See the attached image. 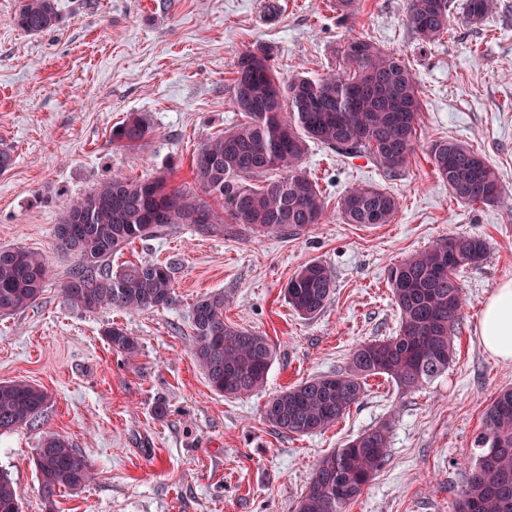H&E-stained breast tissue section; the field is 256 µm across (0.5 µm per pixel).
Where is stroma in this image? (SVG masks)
Returning a JSON list of instances; mask_svg holds the SVG:
<instances>
[{"label":"stroma","mask_w":512,"mask_h":512,"mask_svg":"<svg viewBox=\"0 0 512 512\" xmlns=\"http://www.w3.org/2000/svg\"><path fill=\"white\" fill-rule=\"evenodd\" d=\"M17 5L0 0V149L14 158L0 173V248L42 254L49 276L34 305L0 316V383L23 380L51 396L35 426L0 432V472L21 512H297L317 462L382 425L386 463L345 512H452L482 414L512 386V362L492 358L476 334L491 291L512 280V0H497L478 26L455 8L447 34L430 44L410 28L407 0H356L344 16L331 0H56L59 28L38 35L12 23ZM353 37L403 57L420 81L417 143L397 176L309 144L320 223L288 239L175 228L109 261L114 274L143 261L170 267L172 306L89 311L67 302L61 284L74 260L54 247L63 199L117 173L161 171L172 187L192 185L200 145L240 119L229 93L240 54L261 46L280 79L316 78L338 67ZM133 113L150 122V140L113 148V126ZM446 139L487 157L500 201L464 205L449 194L428 155ZM360 185L395 197L391 223H343L338 202ZM451 234L482 238L487 255L461 274L467 303L448 370L406 393L369 378L360 401L314 435L268 423L264 404L278 391L343 371L356 343L396 335L389 268ZM312 261L328 266L335 291L307 320L284 289ZM217 293L225 322L274 346L262 391L214 392L191 352L188 310ZM114 325L136 353L112 349L104 331ZM49 434L69 440L93 470L81 490L47 500L34 458Z\"/></svg>","instance_id":"35a3bbf8"}]
</instances>
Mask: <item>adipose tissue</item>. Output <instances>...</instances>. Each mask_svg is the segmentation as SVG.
I'll list each match as a JSON object with an SVG mask.
<instances>
[{
    "label": "adipose tissue",
    "mask_w": 512,
    "mask_h": 512,
    "mask_svg": "<svg viewBox=\"0 0 512 512\" xmlns=\"http://www.w3.org/2000/svg\"><path fill=\"white\" fill-rule=\"evenodd\" d=\"M485 350L502 361H512V280L491 292L477 324Z\"/></svg>",
    "instance_id": "adipose-tissue-1"
}]
</instances>
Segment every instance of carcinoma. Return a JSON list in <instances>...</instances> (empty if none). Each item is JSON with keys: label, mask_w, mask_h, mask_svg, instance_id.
Segmentation results:
<instances>
[{"label": "carcinoma", "mask_w": 512, "mask_h": 512, "mask_svg": "<svg viewBox=\"0 0 512 512\" xmlns=\"http://www.w3.org/2000/svg\"><path fill=\"white\" fill-rule=\"evenodd\" d=\"M495 0H464L472 24L485 21ZM454 0H408V23L430 42L448 31ZM14 24L30 34L59 26L54 0H19ZM339 71L319 79L296 75L284 82L266 49L241 54L230 86L231 101L244 121L203 142L193 158L194 186L173 188L161 173L143 179L114 175L94 191L63 204L56 249L73 257L62 294L85 310L107 307L150 311L174 302L169 267L145 261L113 275L106 262L134 240H147L185 225L204 236L240 228L258 236L294 237L324 212L317 184L303 166L307 140L341 157H370L394 175L413 153L420 83L406 61L370 40L350 38ZM149 121L132 114L112 128V146L135 148L151 137ZM435 173L458 202L490 204L502 194L497 173L480 152L455 141L431 144ZM397 210L387 191L362 185L339 204L346 224H389ZM486 243L450 235L393 266L388 284L400 313L398 334L355 345L347 368L282 390L265 405L267 422L291 435H309L334 425L362 398L366 381L384 375L404 392L414 391L448 370L452 331L464 304L456 271L479 265ZM48 266L36 252L0 248V315L33 305L46 285ZM329 268L319 261L301 267L285 288L289 306L311 319L334 293ZM191 347L211 388L226 396L265 387L274 361L267 337L224 322V295L198 299L189 309ZM104 336L113 349L132 353L137 344L122 328ZM50 401L25 381L0 383V431L39 421ZM388 428L365 431L323 456L297 512H344L385 463ZM89 458L63 437L48 435L37 450L41 493L81 488ZM0 512H20L16 489L0 474ZM452 512H512V387L501 389L482 415Z\"/></svg>", "instance_id": "1"}]
</instances>
